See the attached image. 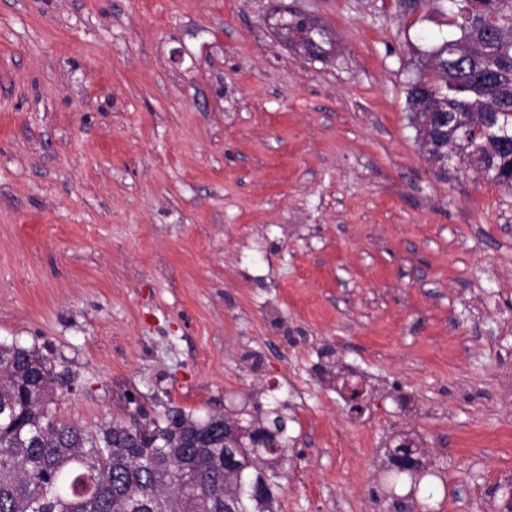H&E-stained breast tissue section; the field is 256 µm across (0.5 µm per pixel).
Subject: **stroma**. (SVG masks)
Here are the masks:
<instances>
[{
	"label": "stroma",
	"mask_w": 512,
	"mask_h": 512,
	"mask_svg": "<svg viewBox=\"0 0 512 512\" xmlns=\"http://www.w3.org/2000/svg\"><path fill=\"white\" fill-rule=\"evenodd\" d=\"M454 31L443 0H0V343L67 376L58 418L278 406L279 512H390L389 442L429 512H506L512 193L440 172L406 103Z\"/></svg>",
	"instance_id": "35a3bbf8"
}]
</instances>
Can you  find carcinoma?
<instances>
[{
	"label": "carcinoma",
	"instance_id": "1",
	"mask_svg": "<svg viewBox=\"0 0 512 512\" xmlns=\"http://www.w3.org/2000/svg\"><path fill=\"white\" fill-rule=\"evenodd\" d=\"M458 39L433 48L428 76L406 98L422 145L448 166L475 162L512 191V0H450ZM450 113L433 133L425 113ZM66 385L46 356L0 344V512H272L274 464L288 459L287 420L277 409L248 426L227 415L196 420L179 411L114 421L91 433L55 412ZM234 435L232 476L224 435Z\"/></svg>",
	"mask_w": 512,
	"mask_h": 512
}]
</instances>
